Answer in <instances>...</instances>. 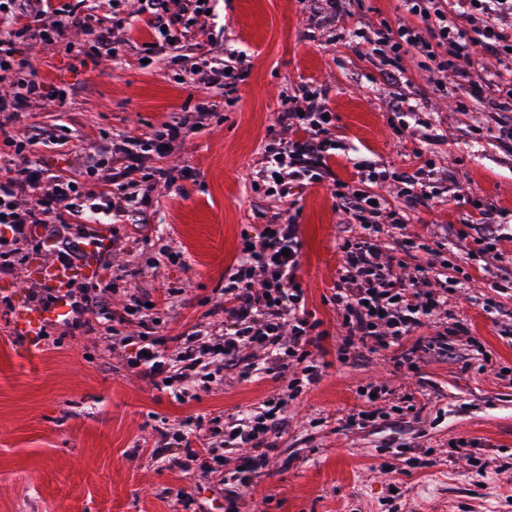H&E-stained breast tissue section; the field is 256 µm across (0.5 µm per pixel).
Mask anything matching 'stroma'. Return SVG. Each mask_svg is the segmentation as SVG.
Returning a JSON list of instances; mask_svg holds the SVG:
<instances>
[{
    "label": "stroma",
    "mask_w": 512,
    "mask_h": 512,
    "mask_svg": "<svg viewBox=\"0 0 512 512\" xmlns=\"http://www.w3.org/2000/svg\"><path fill=\"white\" fill-rule=\"evenodd\" d=\"M206 2L214 43L192 33L175 57L143 64L150 34L135 16L137 0H119L132 29L117 56L84 55L92 36L80 29L35 47L42 97L22 121L0 112L11 136H36L31 158L91 189L105 173L87 170L85 160L103 150L107 135L146 137L171 118L187 124L169 155H147L138 172L112 182L113 192L141 195L143 223H116L113 251L89 247L82 255L97 277L76 278L75 287L118 281L109 338L66 334L63 314L44 320L36 353L18 335L20 319L37 306L31 288L46 287L44 273L57 264L55 239L41 235L15 273L0 274V512H174L179 493L186 512H230L218 475L234 470L245 449L184 467L178 450L160 458L153 451L187 421L214 418L227 432L283 397L275 449L239 488L240 512H512V151L488 130V107L472 87L512 86V56L478 57L471 81L449 77L443 94L414 52L403 58L400 83L389 85L379 56L336 33L419 25L401 0H349L350 16L327 24L312 0ZM224 53L247 69L233 93L185 82L196 63ZM315 87L336 116L333 177L300 191L291 206L255 180L283 99ZM60 89L69 95L63 105ZM401 94L415 96V114L391 112ZM206 99L216 110L197 112ZM361 161L429 174L431 207L407 211L397 181L361 183ZM157 167L171 170L175 184L154 181ZM338 182L385 199L378 223L406 212L415 239L430 238L435 225L454 226L440 259L448 266V308L470 333L449 337L447 353L420 352L400 366L388 350L341 351L346 329L330 297L339 243L356 219L337 208ZM479 207L499 224L481 270L470 259L473 240L457 233ZM289 208L303 240L297 281L324 333L315 353L319 380L292 397L299 366L245 381L226 371L187 383L178 398L130 368L122 339L141 332L124 313L131 295L155 301L154 336L171 362L174 337L209 324L243 236H258Z\"/></svg>",
    "instance_id": "35a3bbf8"
}]
</instances>
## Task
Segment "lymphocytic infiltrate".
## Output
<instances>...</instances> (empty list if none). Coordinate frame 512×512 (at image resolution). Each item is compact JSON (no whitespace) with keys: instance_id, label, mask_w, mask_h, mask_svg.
I'll return each mask as SVG.
<instances>
[{"instance_id":"1","label":"lymphocytic infiltrate","mask_w":512,"mask_h":512,"mask_svg":"<svg viewBox=\"0 0 512 512\" xmlns=\"http://www.w3.org/2000/svg\"><path fill=\"white\" fill-rule=\"evenodd\" d=\"M403 4L420 18V26L395 30L385 26L371 33L358 28L354 34L360 47L384 46L397 57L413 51L429 53L435 44L447 47V57L436 60L432 69L437 90L445 88L444 73L467 78L461 63L471 60L476 50L496 57L512 49V30L506 27L512 21V0H463L464 7L482 16L481 27L472 34L449 21L443 0H403ZM5 5L0 12V23L7 27L6 33L0 34V80L13 79L18 90L9 97L0 95V112L20 119L31 97L41 89L37 70L21 56V46L52 40L81 19L68 0H5ZM140 14L152 35V54L163 55L176 49L191 21L198 17V0H142ZM329 112L326 94L320 90L305 92L299 101L279 111L280 132L266 148L267 167L261 180L273 184L280 197H288L293 186L318 183L329 174ZM185 134L184 123L165 121L147 139L110 140L107 152L134 166L143 151L167 155ZM99 196L101 203H94V196L84 192L76 180L49 175L27 154L25 141L14 142L12 152L0 154V272L14 270V259L28 243L33 228L49 229L59 242L60 262L71 266L86 246L96 245L89 223L100 212L127 224L138 223L139 208L133 197L113 193L108 185ZM373 200V194L341 183L336 186L337 206L360 216L361 222L341 239L343 262L331 302L341 311L347 328L343 351L387 349L402 365L412 362L425 345L424 340L413 339L416 329L439 323L444 335L465 336L469 327L458 319L443 325L448 280L440 278L438 287H429L435 263L415 265L413 274H406L408 257L422 245L406 234L404 215L392 220L391 226L400 232L394 247L383 249L381 236L386 227L371 221L379 212ZM302 248L299 226L287 212L265 225L257 237L246 239L239 258L224 272V300L218 305L224 315L221 332L207 334L200 343L190 337L179 338L177 376L188 378L208 356L217 370H234L240 378H247L255 364L245 352L253 349L260 352L269 370L284 368L290 359L300 365L305 384L318 381L313 351L319 348L322 336L296 281ZM111 295L108 284L93 295L68 293L69 328L89 325L107 310ZM282 408V402H275L265 412L240 419L236 432L228 434V444H248L256 450L232 472L234 482L248 485L266 463L263 447L270 435L279 432Z\"/></svg>"}]
</instances>
